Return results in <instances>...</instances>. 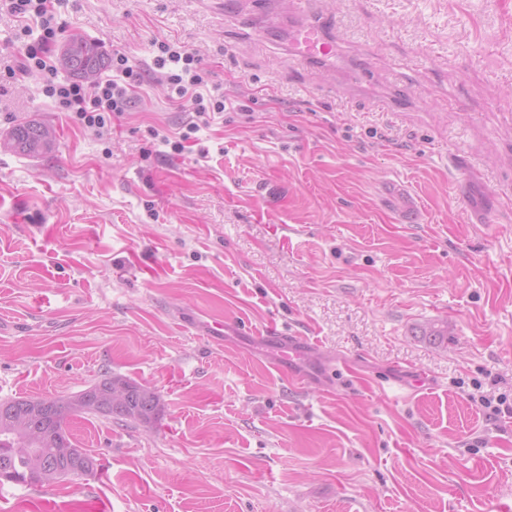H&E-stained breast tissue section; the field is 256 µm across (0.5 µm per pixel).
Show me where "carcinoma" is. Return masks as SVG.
<instances>
[{
  "instance_id": "obj_1",
  "label": "carcinoma",
  "mask_w": 512,
  "mask_h": 512,
  "mask_svg": "<svg viewBox=\"0 0 512 512\" xmlns=\"http://www.w3.org/2000/svg\"><path fill=\"white\" fill-rule=\"evenodd\" d=\"M59 64L70 75L88 80L109 66L98 44L83 35H74L64 44ZM11 147L27 155H40L51 148L52 139L44 126L35 123L17 125L9 135ZM416 335L442 345L448 342V323L428 322L417 327ZM156 388L140 384L118 374L107 375L83 390L93 408L92 415L114 418L149 428L160 419L164 401L155 395ZM26 402L13 398L0 408V481L45 485L40 471L59 466L56 448L74 444L68 432L69 417L57 415L47 423L34 420L21 430L17 427L20 411L15 405Z\"/></svg>"
}]
</instances>
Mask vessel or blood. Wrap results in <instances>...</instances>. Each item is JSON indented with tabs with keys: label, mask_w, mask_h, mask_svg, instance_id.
<instances>
[{
	"label": "vessel or blood",
	"mask_w": 512,
	"mask_h": 512,
	"mask_svg": "<svg viewBox=\"0 0 512 512\" xmlns=\"http://www.w3.org/2000/svg\"><path fill=\"white\" fill-rule=\"evenodd\" d=\"M337 21L326 12H310L305 0H289L288 49L304 64L325 70L342 68L336 38ZM277 354V368L281 373L295 375V367L310 345L306 336H283L269 331L261 338Z\"/></svg>",
	"instance_id": "obj_1"
}]
</instances>
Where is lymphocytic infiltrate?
Segmentation results:
<instances>
[{"instance_id":"obj_1","label":"lymphocytic infiltrate","mask_w":512,"mask_h":512,"mask_svg":"<svg viewBox=\"0 0 512 512\" xmlns=\"http://www.w3.org/2000/svg\"><path fill=\"white\" fill-rule=\"evenodd\" d=\"M62 4L63 0H0V12L21 24L18 35L24 43L19 72L41 76L44 95L75 124L107 135L113 118L126 112L132 95L149 73L159 76L167 101L177 106L187 100L193 104L182 131L152 132L172 153H182L185 142L217 116L245 111L239 96L227 94L212 83L198 51L178 41L154 42L150 59L143 62L133 61L126 52L113 51L111 77L87 85L59 78L50 48L63 33L58 20Z\"/></svg>"}]
</instances>
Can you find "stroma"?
Segmentation results:
<instances>
[{
    "label": "stroma",
    "mask_w": 512,
    "mask_h": 512,
    "mask_svg": "<svg viewBox=\"0 0 512 512\" xmlns=\"http://www.w3.org/2000/svg\"><path fill=\"white\" fill-rule=\"evenodd\" d=\"M320 2L373 85L301 65L251 0H68L66 34L184 42L250 98L180 154L151 134L187 117L161 85L102 138L0 77V400L115 373L166 403L150 429L72 420L98 471L48 486L51 512H512V416L476 400L512 403V0ZM28 121L51 151L10 147ZM271 325L333 392L268 366Z\"/></svg>",
    "instance_id": "1"
}]
</instances>
